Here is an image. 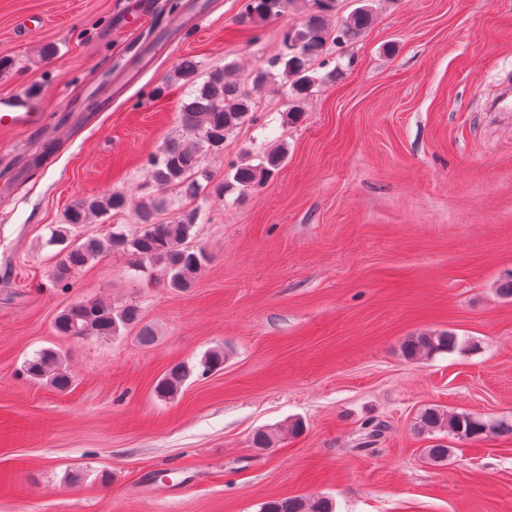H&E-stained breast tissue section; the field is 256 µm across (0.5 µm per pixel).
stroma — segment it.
I'll return each mask as SVG.
<instances>
[{
	"label": "stroma",
	"instance_id": "stroma-1",
	"mask_svg": "<svg viewBox=\"0 0 512 512\" xmlns=\"http://www.w3.org/2000/svg\"><path fill=\"white\" fill-rule=\"evenodd\" d=\"M242 0H0V94L44 102L35 132H0V512H259L320 496L334 512H512V0H373L371 25L329 45L332 80L286 121L275 58L305 0L255 26ZM236 67L256 109L219 153L211 187L158 189L149 159L182 138L191 88ZM267 71L262 88L251 75ZM283 146L260 190L216 197L232 166ZM123 193L126 210L75 226V241L163 197L157 219L197 210L208 261L190 288L92 261L65 280L52 227L82 199ZM89 298L139 305L156 341L59 335ZM444 330L469 350L405 360L409 337ZM223 348L224 367L156 396L173 365ZM58 350L66 391L21 373ZM440 406L507 433H420ZM303 430L291 434L292 422ZM382 424L368 450L357 443ZM281 428L276 447H253ZM448 446L446 461L425 454Z\"/></svg>",
	"mask_w": 512,
	"mask_h": 512
}]
</instances>
